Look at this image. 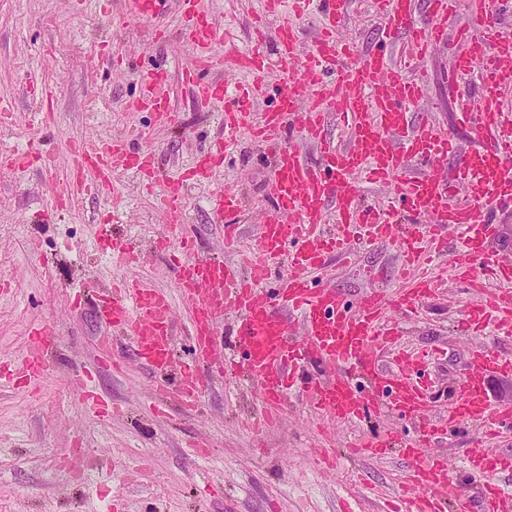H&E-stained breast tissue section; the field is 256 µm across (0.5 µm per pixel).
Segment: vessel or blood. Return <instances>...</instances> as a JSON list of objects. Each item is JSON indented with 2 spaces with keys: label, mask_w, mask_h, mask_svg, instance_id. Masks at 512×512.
Segmentation results:
<instances>
[{
  "label": "vessel or blood",
  "mask_w": 512,
  "mask_h": 512,
  "mask_svg": "<svg viewBox=\"0 0 512 512\" xmlns=\"http://www.w3.org/2000/svg\"><path fill=\"white\" fill-rule=\"evenodd\" d=\"M351 5L352 0H265L268 12L286 9L290 16L271 31L256 27L244 49L225 39L198 0H180V21L195 55L182 80L202 106L224 111L223 132L186 177L208 179L240 135L272 141L278 145L274 205L258 227L257 257L235 260L229 253L241 227L230 218L240 211L242 198L235 189L214 186L209 196L226 254H200L192 238H181L170 261L179 290L175 301L135 274L139 253L130 243L113 240V255L130 273L93 305L103 325L96 338L100 360L113 371L123 370L112 346L116 335L127 337L139 362L154 374L151 396L160 412L199 411L208 377L215 373L254 383L263 425L281 418L295 394L330 424L398 413L418 423L414 440L399 450L411 467L401 512H447L452 503L458 512H512L511 457L485 448L467 457L466 470L481 487L476 510L461 500L447 456L432 451L454 421L512 428V406L491 402L484 388L488 376L512 374V359L489 342L472 350L461 395L447 417H432L428 354L399 348L391 315L417 313L435 292L434 276H421L412 288L395 294L369 290L350 301L330 286L327 272L330 262H347L360 239L391 242L404 270L418 261L424 244H431L438 255H450L455 279L472 288L489 278L500 284L489 302L467 309L470 327L512 335V263L499 259L496 226L480 209L484 203L512 202V118L502 104L512 91V67L503 64L492 32L498 17L512 13V0H474L470 24L453 33L447 21L456 0H372L379 37L363 48L339 36ZM126 11L129 18L152 25L156 36L167 30L169 0H126ZM304 19L316 25L317 35L303 52ZM402 41L408 49L393 60L389 50ZM271 42L288 66V81L278 86L266 72ZM437 50L449 57L452 81L478 76L484 105L474 108L460 100L458 119L489 137L490 148L456 149L451 134L431 124L427 83L409 70ZM229 69L248 75L250 84L242 93L228 92L222 75ZM167 86V68L152 67L143 73L127 110L152 113L159 127L172 124ZM270 93L274 105L257 108ZM332 116L346 122V143L331 134ZM290 117L297 122L298 140L285 145L281 139ZM449 158L454 165L446 173L441 165ZM119 167L164 183L161 206L170 223H181V186L163 182L155 148L143 144L136 132L121 140L75 144L66 190L112 196V172ZM366 184L385 190L386 205L362 202L360 189ZM405 213L416 218V225L400 227ZM451 229L461 234L453 252L447 238ZM283 255L289 268L282 275L278 259ZM178 303L186 311L192 345L191 360L179 370L174 367ZM229 314L235 351L218 363L217 324ZM57 348L54 325L32 323L17 374L0 375V384L33 386L52 370Z\"/></svg>",
  "instance_id": "vessel-or-blood-1"
}]
</instances>
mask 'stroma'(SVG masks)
Returning <instances> with one entry per match:
<instances>
[{
  "mask_svg": "<svg viewBox=\"0 0 512 512\" xmlns=\"http://www.w3.org/2000/svg\"><path fill=\"white\" fill-rule=\"evenodd\" d=\"M200 2L222 21L225 34L249 46L264 0ZM124 14L125 0H112L105 13L98 0H0V104L13 112L11 123L0 128V153L39 145L54 159L47 170L0 172V249L10 255V275L19 278L13 293L0 295V363L22 360L28 327L35 321L53 322L60 337L55 367L35 389H0V512H384L408 484L409 467L397 449L412 437L411 421L387 413L324 433L320 416L295 398L285 419L257 434L245 422L246 411L257 405L253 389L242 379L217 376L200 414L176 412L164 419L153 412L151 376L129 359L126 341L114 346L128 357L121 374L101 364L93 310L72 304L74 288L104 289L127 273L101 242L99 225L135 240L146 257L143 274L171 293L176 285L166 251L155 249L151 235L166 238L169 249L188 231L196 234L202 251L214 254L221 247V227L213 222L204 183L183 182L185 219L179 224L168 223L159 205L162 186L147 189L132 169L114 173L112 198L75 194L61 209L53 207L65 186L73 144L119 139L138 128L146 144L158 147L164 177L183 181L223 126L219 114L197 105L181 81L193 49L179 28L136 49L132 40L145 26L125 20ZM53 44L57 52L47 55ZM101 49L127 58L121 78L92 72L91 61ZM156 55L167 61L174 125L155 126L146 112H128L123 121H114ZM421 66L431 76L430 94L438 106L434 123L460 148L487 147L485 138L457 122V98L476 96L477 77L457 85L446 82L447 60L440 54L425 58ZM33 73L47 87L49 102L30 94L26 79ZM231 155L213 179L241 193L237 222L247 244L254 224L272 208L273 163L263 144L245 137ZM43 253L55 257L54 266L42 264ZM395 260L391 244L362 241L353 263L371 268L372 277H354L348 266L338 264L330 268L331 281L350 298L369 289L392 293L403 287ZM437 273L445 280L440 295L426 301L417 317L401 316L397 322L403 346L442 349L426 371L435 409L443 413L459 396L468 352L478 342L465 330L466 311L486 294L455 282L448 266ZM78 367L90 372L92 387L105 401L122 407L121 415L105 422L84 408L83 386L73 374ZM489 429L486 423H461L443 443L465 495L478 492L461 467L467 452L489 448L512 456V433L492 439ZM371 435L389 437L391 452L380 459L351 458L350 448ZM202 437L212 446L203 459L188 448ZM322 448L335 450L333 469L318 464ZM78 449L93 460L82 482L63 465Z\"/></svg>",
  "mask_w": 512,
  "mask_h": 512,
  "instance_id": "1",
  "label": "stroma"
}]
</instances>
